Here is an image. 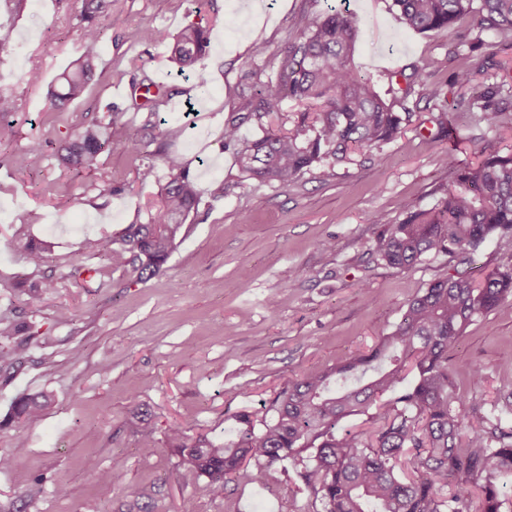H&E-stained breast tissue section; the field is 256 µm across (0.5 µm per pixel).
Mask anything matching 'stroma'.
<instances>
[{"label":"stroma","instance_id":"1","mask_svg":"<svg viewBox=\"0 0 512 512\" xmlns=\"http://www.w3.org/2000/svg\"><path fill=\"white\" fill-rule=\"evenodd\" d=\"M358 22L354 63L381 96L410 111L393 142L340 164H321L280 188L242 174L234 150L223 148L224 121L238 109L245 81L259 83L276 67L305 22L327 6ZM79 0H25L20 12L0 11V89L12 93L15 138L0 143V318H33L50 344L33 350L12 379L0 376V420L20 393L44 391L53 405L19 428L0 430V453L15 434L28 443L25 458L0 468V512H130L125 491L153 488V512H313L296 491L294 473L274 465L265 483L239 477L213 496L209 480L180 467L165 448L169 426L223 440L233 416L268 415L288 384L367 350L400 322L409 299L434 280L473 267L486 273L512 263V252L488 241L470 264L426 256L414 266L389 267L375 251L383 211L394 220L431 207L448 186L442 155L463 166L489 152L512 149V124L491 125L474 98L494 88L493 101L512 115V47L479 29L475 16L440 33L406 28L392 0H112L100 19L97 77L67 111H56L50 92L82 52ZM197 23L210 30L200 63L210 93L195 77L178 75L162 44L143 42L154 28L176 33ZM263 55H255V45ZM38 66L39 84L24 80ZM417 66L442 94L434 101L403 94L396 72ZM472 73L462 87L459 70ZM159 81L153 102L130 92ZM458 135L449 145L436 124L440 113ZM112 124V149L96 165L74 171L53 155L57 143L92 120ZM179 127L163 139L159 121ZM140 142L130 147L129 128ZM33 147L39 167L18 171L10 159ZM179 154L202 201L184 224L165 269L141 282L84 250L88 237L118 239L129 224L148 221L161 181L140 182L143 164L162 151ZM223 194H216V186ZM51 246L41 267L29 265L24 244ZM95 270L74 278L73 267ZM53 280L33 299L18 280ZM72 319L57 322L58 307ZM482 366L481 384L465 385V403L487 411L512 392V304L469 325L450 353L456 381ZM143 411L162 447L141 448ZM109 472L99 481L86 458ZM42 478L39 499L20 498ZM65 487L59 496L57 487Z\"/></svg>","mask_w":512,"mask_h":512}]
</instances>
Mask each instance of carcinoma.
<instances>
[{
	"instance_id": "carcinoma-1",
	"label": "carcinoma",
	"mask_w": 512,
	"mask_h": 512,
	"mask_svg": "<svg viewBox=\"0 0 512 512\" xmlns=\"http://www.w3.org/2000/svg\"><path fill=\"white\" fill-rule=\"evenodd\" d=\"M81 2L83 53L51 93L59 112L97 76V18L109 0ZM472 4L393 0L413 31L439 33L475 12L480 28L512 40V0H480L476 10ZM357 38L356 20L330 6L285 47L273 74L258 87L248 86L252 93L242 94L240 111L224 123V147L236 149L239 167L249 178L286 188L316 165L343 163L356 150H372L397 137L403 117L352 63ZM141 39L165 44L178 70L197 75L201 95L209 94L208 81L198 71L207 29L189 24L173 37L146 29ZM401 77L405 93L417 86L421 97L439 98L440 90L425 83L418 69ZM285 101L303 107L293 114L288 132L241 141L243 123L263 124ZM12 111V101L0 96V142L15 137L13 121L7 119ZM106 151H112V131L102 121L82 125L56 147L60 160L74 169L94 165ZM41 159L34 147L15 155L12 164L27 170ZM442 163L448 168V188L432 207L412 211L399 222L383 212L373 215L372 222L383 225L376 253L387 265L405 269L426 255H470L491 240L512 247V153L491 152L475 167L461 168L448 155ZM162 164L167 182L149 221L127 225L118 248L105 237L84 243L86 251L106 254L140 281L164 269L187 217L201 202L178 155H163ZM26 251L30 265L45 263L44 244L32 240ZM506 301L512 302L511 265L479 281L466 272L436 280L408 301L396 329L369 352L290 383L273 400L271 419L257 421L242 411L222 443L174 424L168 445L189 471L209 479L216 496L224 495L234 477L265 482L269 469L286 460L298 490L320 502L323 512H502L500 481L512 479V423L466 408L448 372V355L466 326ZM35 337L26 320L0 322V370L23 363ZM409 362L415 378L405 385L402 372ZM385 393L393 397L377 404ZM51 402L44 392L18 396L0 429L39 417ZM349 415L367 416L369 430L336 432V423ZM26 448L24 436L16 435L13 448L0 455V467L19 462Z\"/></svg>"
}]
</instances>
